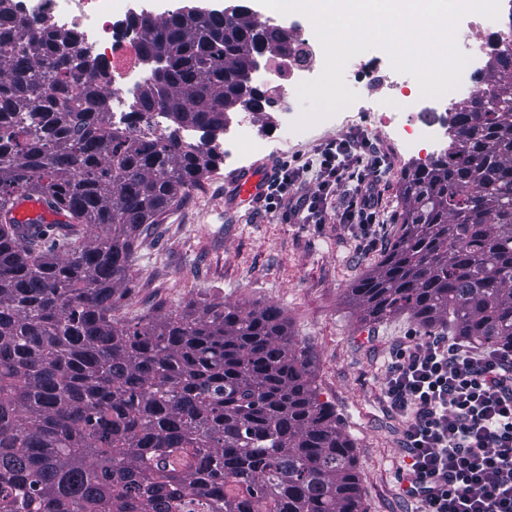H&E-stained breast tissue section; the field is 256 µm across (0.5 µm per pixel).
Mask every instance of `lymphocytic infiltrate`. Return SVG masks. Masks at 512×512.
Returning a JSON list of instances; mask_svg holds the SVG:
<instances>
[{"label": "lymphocytic infiltrate", "instance_id": "obj_1", "mask_svg": "<svg viewBox=\"0 0 512 512\" xmlns=\"http://www.w3.org/2000/svg\"><path fill=\"white\" fill-rule=\"evenodd\" d=\"M352 139L320 151L316 191L303 170L279 163L262 200L321 224L335 208L340 224L377 223L383 159H359ZM385 393L407 419L406 494L417 512H512V354L470 350L446 336L416 342L390 364Z\"/></svg>", "mask_w": 512, "mask_h": 512}]
</instances>
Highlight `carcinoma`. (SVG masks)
Listing matches in <instances>:
<instances>
[{
	"instance_id": "1",
	"label": "carcinoma",
	"mask_w": 512,
	"mask_h": 512,
	"mask_svg": "<svg viewBox=\"0 0 512 512\" xmlns=\"http://www.w3.org/2000/svg\"><path fill=\"white\" fill-rule=\"evenodd\" d=\"M160 62L137 97L169 132L105 126L104 74L72 35L0 0V512H365L354 444L319 399L310 348L276 305L112 318L139 238L218 162L246 75L288 33L247 10L133 16ZM448 120V151L407 168L399 235L348 289L364 322L512 352V52ZM20 195L64 224H14Z\"/></svg>"
}]
</instances>
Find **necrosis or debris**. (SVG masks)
I'll return each instance as SVG.
<instances>
[{"mask_svg": "<svg viewBox=\"0 0 512 512\" xmlns=\"http://www.w3.org/2000/svg\"><path fill=\"white\" fill-rule=\"evenodd\" d=\"M20 12L31 21L47 20L71 33L74 48L107 74L110 111L108 127L133 131L154 139L167 131L163 112H136L133 104L140 90L150 82L153 67L142 54L137 30L127 25L133 13L130 0H19ZM292 51L288 55L270 53L266 60L265 84L272 92L285 119L280 128L292 131L299 114L294 99L300 82L316 78L322 71L324 56L319 41L306 29L288 31ZM457 48L469 55L460 86L439 99L445 112H455L474 92L472 74L484 69L491 54L512 50V21L506 16L489 20L477 13L465 14L456 29ZM394 69H381L379 63L359 68L354 73L358 96L375 113L380 128L400 137L404 148L412 140L403 133L408 125L404 113L379 111L380 102L392 105L404 94Z\"/></svg>", "mask_w": 512, "mask_h": 512, "instance_id": "obj_1", "label": "necrosis or debris"}]
</instances>
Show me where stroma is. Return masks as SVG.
I'll return each instance as SVG.
<instances>
[{
	"label": "stroma",
	"mask_w": 512,
	"mask_h": 512,
	"mask_svg": "<svg viewBox=\"0 0 512 512\" xmlns=\"http://www.w3.org/2000/svg\"><path fill=\"white\" fill-rule=\"evenodd\" d=\"M353 132L385 160L379 176L383 221L371 229L375 246H367L357 226L337 223L332 212L324 223L298 224L257 203L227 205L224 185L237 168L222 162L141 236L127 293L113 315L133 324L191 306L281 307L291 335L312 350L322 400L334 406L354 442L366 512H416L403 492L406 420L390 408L384 389L393 351L428 341L429 334L406 315L362 322L346 290L378 265L397 236L401 176L427 156L403 151L365 115ZM347 133L314 124L277 152L248 155L245 164H311L321 144Z\"/></svg>",
	"instance_id": "35a3bbf8"
}]
</instances>
